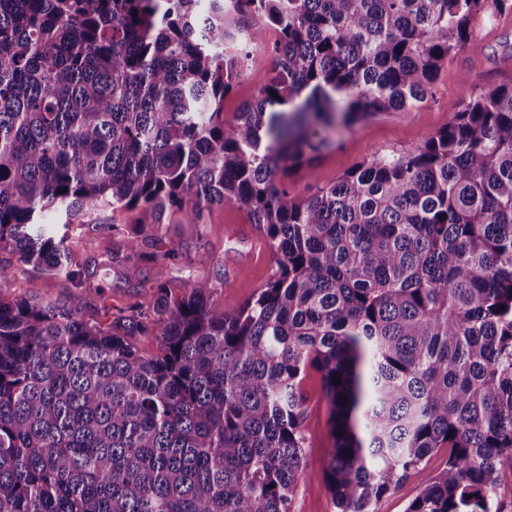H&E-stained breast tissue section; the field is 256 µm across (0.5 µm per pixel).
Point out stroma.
I'll return each mask as SVG.
<instances>
[{
	"label": "stroma",
	"instance_id": "obj_1",
	"mask_svg": "<svg viewBox=\"0 0 512 512\" xmlns=\"http://www.w3.org/2000/svg\"><path fill=\"white\" fill-rule=\"evenodd\" d=\"M262 50L259 59L250 61L249 71L224 98L222 117L233 122L244 102L257 97L260 79L269 71L271 51L278 33L259 26ZM512 83V13L490 18L476 17L466 47L449 56L442 65L431 92L419 107L408 111L379 112L349 127H336L328 134L333 146L317 157L310 169L289 171L286 183L290 196L303 199L316 187L335 182L374 153L410 151L430 135L445 128L471 96ZM142 210H111L105 207L89 217L75 221L69 231L76 260L85 263L93 284L102 285L103 294L76 289L61 277L26 268L9 282L6 292H27L45 301L64 305L85 321L105 322L106 310L115 311L138 302L151 304L157 285L185 287L189 281L221 277L223 285L217 303L242 304L257 295L276 270L269 240L258 225L252 224L245 210L235 206L213 207L205 216L207 233L197 225L170 220L161 237L163 249H175L184 255L208 252L214 264L190 267L177 261L158 260L148 264L112 268V227L149 221ZM306 397L304 429L308 437L304 469L292 502V512H335L327 486V465L333 446L330 412L323 393L322 377L308 369L302 382ZM445 452L433 453L411 470L393 490L374 501V512H406L430 476L445 463Z\"/></svg>",
	"mask_w": 512,
	"mask_h": 512
}]
</instances>
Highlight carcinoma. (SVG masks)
<instances>
[{
    "instance_id": "cac0c4a2",
    "label": "carcinoma",
    "mask_w": 512,
    "mask_h": 512,
    "mask_svg": "<svg viewBox=\"0 0 512 512\" xmlns=\"http://www.w3.org/2000/svg\"><path fill=\"white\" fill-rule=\"evenodd\" d=\"M512 0H0V285L96 294L49 215L245 209L277 270L256 298L195 280L105 324L0 295V512H291L306 370L321 373L336 512H373L448 449L406 512H498L512 478V84L417 148L302 200L323 132L412 109L478 15ZM252 16L279 33L231 123ZM112 263L179 261L140 224ZM161 340L158 355L137 346ZM340 384H335V380Z\"/></svg>"
}]
</instances>
